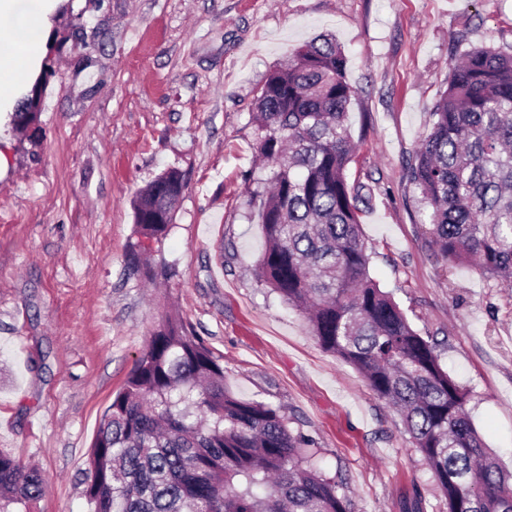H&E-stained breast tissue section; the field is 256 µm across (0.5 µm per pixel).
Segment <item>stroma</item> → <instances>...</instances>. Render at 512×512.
I'll return each mask as SVG.
<instances>
[{
  "label": "stroma",
  "mask_w": 512,
  "mask_h": 512,
  "mask_svg": "<svg viewBox=\"0 0 512 512\" xmlns=\"http://www.w3.org/2000/svg\"><path fill=\"white\" fill-rule=\"evenodd\" d=\"M38 119L0 120V451L48 477L30 512H90L87 457L101 417L162 317L224 357L235 394L311 436L350 512H441L395 410L323 351L306 318L256 277L265 240L248 182L270 175L250 122L266 74L328 36L356 90L348 181L369 272L471 393L487 448L512 470V288L437 264L419 194L402 179L462 51L512 52V0H61ZM185 188L150 255L127 267L133 203L167 169Z\"/></svg>",
  "instance_id": "35a3bbf8"
}]
</instances>
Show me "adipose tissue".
I'll list each match as a JSON object with an SVG mask.
<instances>
[{
  "label": "adipose tissue",
  "mask_w": 512,
  "mask_h": 512,
  "mask_svg": "<svg viewBox=\"0 0 512 512\" xmlns=\"http://www.w3.org/2000/svg\"><path fill=\"white\" fill-rule=\"evenodd\" d=\"M56 0H0V109L33 80L47 53L48 14Z\"/></svg>",
  "instance_id": "obj_1"
}]
</instances>
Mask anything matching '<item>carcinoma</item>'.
<instances>
[{
  "label": "carcinoma",
  "instance_id": "carcinoma-1",
  "mask_svg": "<svg viewBox=\"0 0 512 512\" xmlns=\"http://www.w3.org/2000/svg\"><path fill=\"white\" fill-rule=\"evenodd\" d=\"M347 64L335 39L311 42L269 71L256 96L251 123L271 166L246 187L265 233L258 278L307 311L318 345L396 409L445 512H512V473L477 432L469 391L370 276L360 205L371 190L346 175L355 96ZM36 104L18 102L12 124H32ZM430 117L403 174L426 210L425 243L448 268L511 283L512 53L481 46L462 55ZM182 187L168 169L135 201L134 268L168 231ZM144 274L169 281L177 272L163 263ZM317 457L314 440L280 410L235 395L222 356L169 315L104 411L85 494L93 512H349ZM46 486L38 467L0 453V512L29 508Z\"/></svg>",
  "mask_w": 512,
  "mask_h": 512
}]
</instances>
